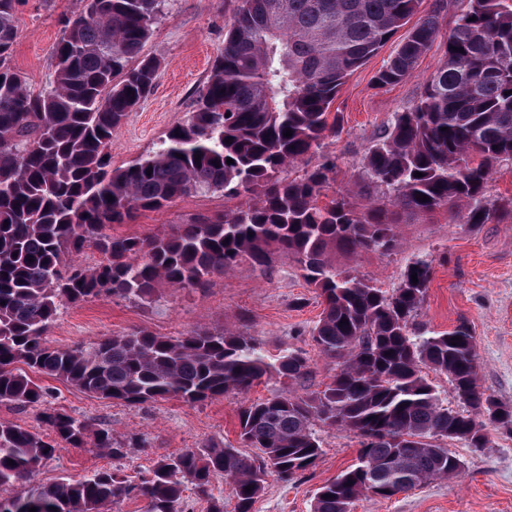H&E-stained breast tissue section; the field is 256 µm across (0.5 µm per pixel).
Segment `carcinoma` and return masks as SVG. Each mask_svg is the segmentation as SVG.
<instances>
[{
	"label": "carcinoma",
	"instance_id": "1",
	"mask_svg": "<svg viewBox=\"0 0 512 512\" xmlns=\"http://www.w3.org/2000/svg\"><path fill=\"white\" fill-rule=\"evenodd\" d=\"M422 3L240 0L195 109L152 154L114 168L112 136L155 86L159 62L145 46L167 0H82L52 49L53 83L38 92L11 65L16 0H0V403L42 407L53 435L0 422V512H111L132 497L146 512H188V485L208 512H224L212 494L218 477L232 484L234 512H252L268 475L289 481L315 466L316 421L353 431L361 449L318 488L312 512H352L362 497L387 499L457 473L460 460L444 440L481 449L493 431L512 435V407L479 384L468 325L413 328L430 262H409L390 292L336 268L338 253L392 251L403 213L445 208L465 224H486L512 211V199H485L492 165L512 159L509 0H467L423 94L364 155L361 190L383 187L388 203L359 207L349 189L322 200L329 158L298 178L282 176L336 130L331 108L346 79L404 27L373 82L394 86L413 75L440 36L445 9L444 0L425 12ZM209 192L238 203L151 237L111 232L143 211ZM88 248L102 255L93 267L77 263ZM278 255L296 261L320 298L310 337L336 369L320 391L240 408L239 437L256 456L208 444L161 458L137 482L118 470L34 481L62 445L114 457L127 447L111 430L93 431L50 406L37 375L128 406L218 400L264 377L304 385L305 353L270 357L258 338L228 326L176 338L140 330L71 349L44 340L63 303L146 301L165 285L206 288L244 262L270 277ZM429 370L450 379L466 410L442 404Z\"/></svg>",
	"mask_w": 512,
	"mask_h": 512
}]
</instances>
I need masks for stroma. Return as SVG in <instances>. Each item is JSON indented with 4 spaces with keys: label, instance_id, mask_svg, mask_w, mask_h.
Segmentation results:
<instances>
[{
    "label": "stroma",
    "instance_id": "stroma-1",
    "mask_svg": "<svg viewBox=\"0 0 512 512\" xmlns=\"http://www.w3.org/2000/svg\"><path fill=\"white\" fill-rule=\"evenodd\" d=\"M236 5L237 0H169L146 45L147 53L160 62L156 87L113 135V167L155 151L168 131L193 110L224 47V30ZM79 6V0H23L18 7L12 64L32 89L39 91L51 83V51L62 35V20ZM442 54L441 45H434L411 78L387 88L375 87L372 77L388 54L372 57L348 78L336 100L340 132L326 138L319 152L291 164L286 177L301 176L323 157H331L336 164L332 188L349 187L354 201L363 203L359 189L365 153L395 113L419 98ZM228 205L220 193L192 194L162 210L143 212L118 231L148 237L194 217L223 212ZM398 231L399 245L393 252L340 256L338 267L389 290L398 287L409 261L431 262L433 276L415 318L417 327L446 331L459 321L468 322L476 338L482 388L512 406V213H498L490 224H462L443 209L406 214ZM320 312L314 290L292 258L284 256L270 278L244 263L206 289L165 287L144 303L110 297L63 304L45 340L67 348L142 329L176 337L197 328L233 324L261 340L269 355L286 348L306 353L311 374L305 389L311 392L322 389L334 368L308 336ZM48 385L54 407L111 429L117 437L139 435L145 445L127 449L121 457L91 447L61 449L40 466L35 479L44 483L112 468L135 481L164 456L210 443L239 446L240 408L283 388L271 377L245 396L228 394L202 404L159 400L130 407L91 397L58 380H49ZM315 430L322 441L315 467L288 482L268 476L253 512H311L317 488L355 463L360 446L351 431L320 424ZM447 447L462 461L458 473L388 499H360L353 512H512V436L493 432L490 447L479 451L456 441Z\"/></svg>",
    "mask_w": 512,
    "mask_h": 512
}]
</instances>
